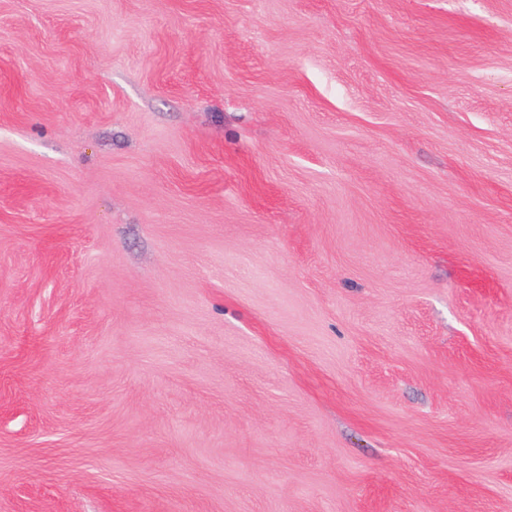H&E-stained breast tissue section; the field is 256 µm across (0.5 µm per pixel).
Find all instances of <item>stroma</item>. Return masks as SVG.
Listing matches in <instances>:
<instances>
[{"instance_id": "35a3bbf8", "label": "stroma", "mask_w": 512, "mask_h": 512, "mask_svg": "<svg viewBox=\"0 0 512 512\" xmlns=\"http://www.w3.org/2000/svg\"><path fill=\"white\" fill-rule=\"evenodd\" d=\"M0 512H512V0H0Z\"/></svg>"}]
</instances>
